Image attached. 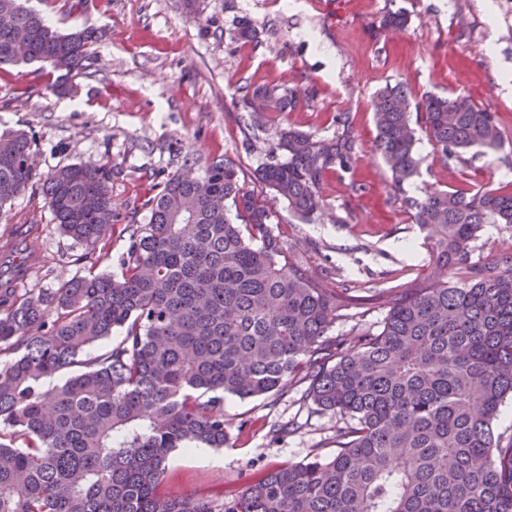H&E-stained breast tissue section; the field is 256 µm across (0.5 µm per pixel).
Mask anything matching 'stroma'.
<instances>
[{
  "label": "stroma",
  "mask_w": 512,
  "mask_h": 512,
  "mask_svg": "<svg viewBox=\"0 0 512 512\" xmlns=\"http://www.w3.org/2000/svg\"><path fill=\"white\" fill-rule=\"evenodd\" d=\"M41 10L60 30L90 25L102 36L69 94L53 90L51 70L0 67V132L32 137L38 171L0 219V237L20 221L39 227L46 265L23 293L91 272L119 274L133 228L149 221L146 200L185 164L231 158L256 191L253 173L268 159L274 127L332 137L343 112L355 154L325 176L327 215L305 223L281 203L271 227L327 287L351 282L370 300L411 281L427 244L374 150L371 102L388 83L407 82L417 98L466 92L505 135L494 156L469 151L448 161L421 140L424 163L406 195L512 181V90L493 78L512 73V0H196L191 12L184 0H89L82 13L69 0H49ZM390 11L405 13L403 29H383ZM243 17L254 22L257 42L235 39ZM284 82L314 93L304 107L273 116V128H253L232 103L240 85ZM89 162L111 170L115 210L111 230L92 247L64 233L43 199L45 175ZM224 424L223 447L170 454L161 494L218 510L254 477L335 450L336 419L316 409L302 382L246 400L225 396Z\"/></svg>",
  "instance_id": "stroma-1"
}]
</instances>
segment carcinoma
I'll return each mask as SVG.
<instances>
[{"mask_svg":"<svg viewBox=\"0 0 512 512\" xmlns=\"http://www.w3.org/2000/svg\"><path fill=\"white\" fill-rule=\"evenodd\" d=\"M28 2L0 0V66L46 63L64 87L97 31L61 33ZM235 37L252 42L257 30L240 20ZM312 95L249 85L235 106L255 122ZM373 115L399 192L420 174V132L445 160L504 147L494 115L463 92L417 101L407 83L388 84ZM338 124L331 139L288 128L269 144L254 173L268 199L228 158L168 177L119 276L73 277L28 297L0 279V512H215L158 493L170 453L224 447V394L258 397L297 380L336 416L334 454L263 474L224 512H512V437L494 430L512 400V248L472 260L485 225L512 224V184L404 198L430 248L427 270L387 289L377 331L332 338L363 300L321 285L270 219L277 200L302 220L322 211L326 174L355 151L346 114ZM31 157L25 131L0 133V211L35 178ZM110 178L69 164L45 179L54 220L88 246L112 227ZM4 252L22 275L34 265L10 238ZM115 328L121 341L90 353Z\"/></svg>","mask_w":512,"mask_h":512,"instance_id":"obj_1","label":"carcinoma"}]
</instances>
